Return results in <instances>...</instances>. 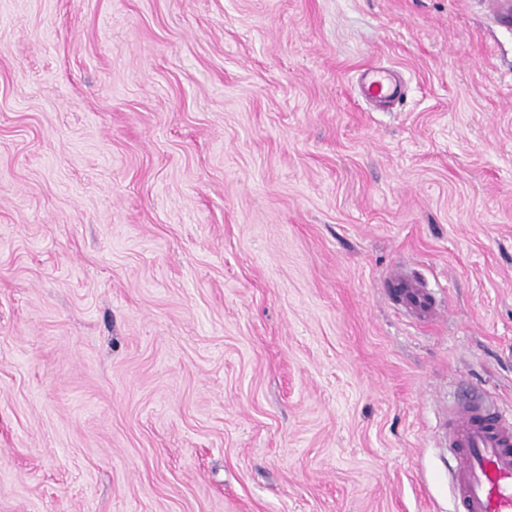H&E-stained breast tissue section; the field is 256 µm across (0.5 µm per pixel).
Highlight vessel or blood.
Returning a JSON list of instances; mask_svg holds the SVG:
<instances>
[{
    "label": "vessel or blood",
    "instance_id": "obj_1",
    "mask_svg": "<svg viewBox=\"0 0 512 512\" xmlns=\"http://www.w3.org/2000/svg\"><path fill=\"white\" fill-rule=\"evenodd\" d=\"M365 95L382 106L400 101L397 84L386 71L365 72ZM396 300L413 320L427 323L437 301L420 281H401ZM452 461V512H512V411L480 400L455 406L438 428Z\"/></svg>",
    "mask_w": 512,
    "mask_h": 512
}]
</instances>
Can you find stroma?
Instances as JSON below:
<instances>
[{"label":"stroma","instance_id":"obj_1","mask_svg":"<svg viewBox=\"0 0 512 512\" xmlns=\"http://www.w3.org/2000/svg\"><path fill=\"white\" fill-rule=\"evenodd\" d=\"M493 15L0 0V512H449L440 410L512 408ZM365 95L382 106L399 102L402 95L397 84L386 71L369 68L365 72ZM396 289V301L413 320L429 323L437 314V301L432 292L420 281L405 279Z\"/></svg>","mask_w":512,"mask_h":512}]
</instances>
